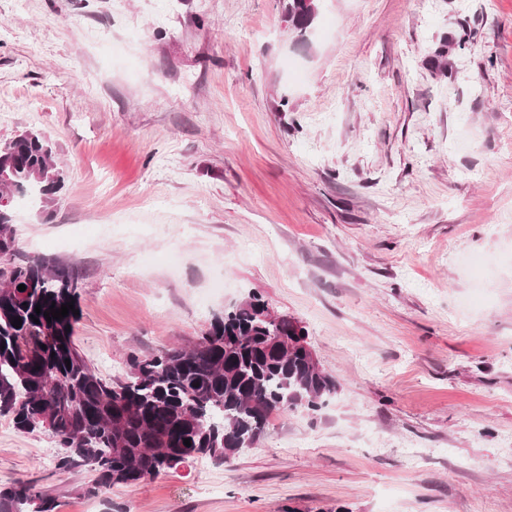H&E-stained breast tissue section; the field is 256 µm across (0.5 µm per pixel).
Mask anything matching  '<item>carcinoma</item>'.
Here are the masks:
<instances>
[{"label":"carcinoma","instance_id":"cac0c4a2","mask_svg":"<svg viewBox=\"0 0 512 512\" xmlns=\"http://www.w3.org/2000/svg\"><path fill=\"white\" fill-rule=\"evenodd\" d=\"M319 0H288V24L307 40ZM3 192L31 197L44 215L65 186L50 139L26 130L0 144ZM13 205H0V256L14 254ZM78 274L43 259L15 264L0 285V416L21 433H49L61 451L58 468L94 475L86 492L105 493L251 448L274 411H317L336 380L298 356H278L268 338L306 335L292 319L266 321L252 296L215 316L192 345L128 358L123 379H105L82 356L72 326L78 316L48 321L44 312L71 302L79 309ZM26 290H18L19 285ZM41 305V313L35 312ZM21 319L15 328L13 320ZM39 323H34V319ZM71 366H66L65 360ZM190 439V445L184 439ZM54 497L32 481L0 486V512H55Z\"/></svg>","mask_w":512,"mask_h":512}]
</instances>
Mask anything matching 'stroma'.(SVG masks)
Returning a JSON list of instances; mask_svg holds the SVG:
<instances>
[{"label":"stroma","mask_w":512,"mask_h":512,"mask_svg":"<svg viewBox=\"0 0 512 512\" xmlns=\"http://www.w3.org/2000/svg\"><path fill=\"white\" fill-rule=\"evenodd\" d=\"M0 0V144L67 174L19 258L74 267L103 377L258 295L337 390L223 463L87 495L0 416V485L56 512H512V0ZM319 0H288L286 7L288 24L294 29L299 41L305 42L318 15ZM54 497L33 481L0 486V512H55Z\"/></svg>","instance_id":"obj_1"}]
</instances>
